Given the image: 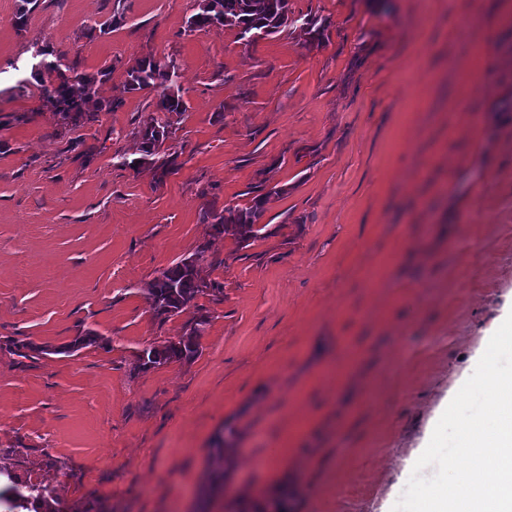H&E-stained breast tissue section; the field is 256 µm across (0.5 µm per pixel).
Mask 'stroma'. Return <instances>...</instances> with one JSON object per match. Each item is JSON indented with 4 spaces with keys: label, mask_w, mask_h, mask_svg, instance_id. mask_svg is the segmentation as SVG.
<instances>
[{
    "label": "stroma",
    "mask_w": 512,
    "mask_h": 512,
    "mask_svg": "<svg viewBox=\"0 0 512 512\" xmlns=\"http://www.w3.org/2000/svg\"><path fill=\"white\" fill-rule=\"evenodd\" d=\"M20 4L0 0V466L70 512H258L274 477L295 512H389L512 313V0H291L322 41L249 45L187 31L195 0H41L22 31ZM36 44L114 67L90 164L24 79ZM148 54L188 105L161 184L113 162L152 111L122 92ZM274 186L262 238H209L206 208ZM203 244L221 291L158 322L148 283ZM200 307V355L141 368ZM85 328L103 344L57 353Z\"/></svg>",
    "instance_id": "1"
}]
</instances>
